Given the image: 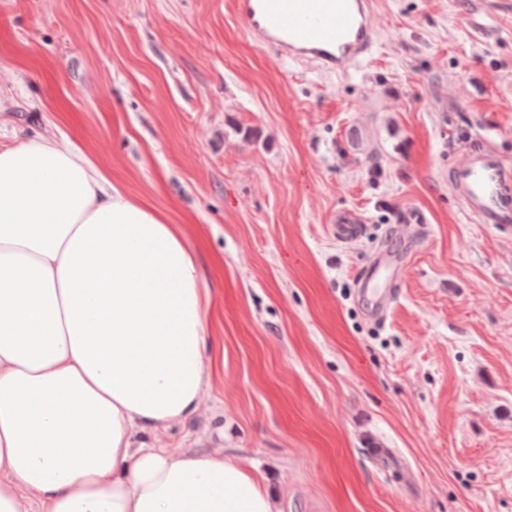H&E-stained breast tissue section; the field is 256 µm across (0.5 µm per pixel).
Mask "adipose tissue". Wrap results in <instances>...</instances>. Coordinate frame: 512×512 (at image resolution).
Here are the masks:
<instances>
[{"mask_svg":"<svg viewBox=\"0 0 512 512\" xmlns=\"http://www.w3.org/2000/svg\"><path fill=\"white\" fill-rule=\"evenodd\" d=\"M208 302L180 226L67 137L0 144V512H274L246 465L136 439L197 409Z\"/></svg>","mask_w":512,"mask_h":512,"instance_id":"adipose-tissue-1","label":"adipose tissue"}]
</instances>
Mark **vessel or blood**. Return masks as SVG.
<instances>
[{
    "label": "vessel or blood",
    "mask_w": 512,
    "mask_h": 512,
    "mask_svg": "<svg viewBox=\"0 0 512 512\" xmlns=\"http://www.w3.org/2000/svg\"><path fill=\"white\" fill-rule=\"evenodd\" d=\"M374 0H232L234 12L255 39L289 62H305L325 72L345 73L367 59L376 44L371 24ZM450 182L468 213L479 223L512 225V168L486 144L457 158ZM361 217L344 211L336 217V233L346 240L361 235ZM399 256L383 250L380 260L365 272L363 285L373 288L379 310L395 300L391 286H378L381 273L395 274Z\"/></svg>",
    "instance_id": "obj_1"
}]
</instances>
